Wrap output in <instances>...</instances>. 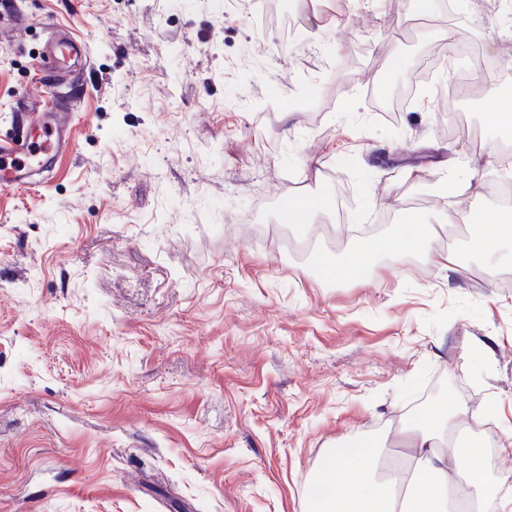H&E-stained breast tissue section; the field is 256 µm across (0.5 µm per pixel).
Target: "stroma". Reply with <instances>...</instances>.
<instances>
[{
    "instance_id": "stroma-1",
    "label": "stroma",
    "mask_w": 512,
    "mask_h": 512,
    "mask_svg": "<svg viewBox=\"0 0 512 512\" xmlns=\"http://www.w3.org/2000/svg\"><path fill=\"white\" fill-rule=\"evenodd\" d=\"M427 2L321 0L332 33L265 0L0 5V136L48 100L50 25L89 52L72 149L0 191V512H309L323 457L401 452L394 425L448 380L512 432V260L318 267L367 224L441 234L440 178L472 156L488 189L512 178V127L448 37L453 16L512 98V0ZM424 59L426 97L385 118L376 94ZM305 194L328 204L306 238L282 208ZM485 96L490 101V106L484 114L485 122L488 126L498 128L512 124V103L511 100L505 102L502 99L500 91L496 87L485 89Z\"/></svg>"
}]
</instances>
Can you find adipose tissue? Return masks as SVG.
I'll return each instance as SVG.
<instances>
[{
  "label": "adipose tissue",
  "mask_w": 512,
  "mask_h": 512,
  "mask_svg": "<svg viewBox=\"0 0 512 512\" xmlns=\"http://www.w3.org/2000/svg\"><path fill=\"white\" fill-rule=\"evenodd\" d=\"M480 160H473L468 178L449 179L447 190L437 197V206L448 224L461 213L472 219L469 233L485 251L512 249V209L485 205L486 185ZM418 251L427 263L460 272L457 257L437 238L423 233L415 217L398 225L394 235L370 241L365 252L348 253L321 262L326 278L360 280L370 256H401L403 248ZM485 407L465 402L431 405L423 418L402 423L399 434L409 452L405 469L397 477H375L378 445L374 439L360 440L325 456L314 482L312 512H448L449 504L485 506L487 474L481 463L485 455L482 439L463 436L439 446L444 431L459 424L479 426Z\"/></svg>",
  "instance_id": "adipose-tissue-1"
}]
</instances>
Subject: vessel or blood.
I'll list each match as a JSON object with an SVG mask.
<instances>
[{"label": "vessel or blood", "instance_id": "b4317fda", "mask_svg": "<svg viewBox=\"0 0 512 512\" xmlns=\"http://www.w3.org/2000/svg\"><path fill=\"white\" fill-rule=\"evenodd\" d=\"M53 49L76 65L86 59L85 44L69 34L55 39ZM76 107V100L58 95L50 109L28 116L18 132L0 138L1 189L24 186L38 176L50 180L56 157L70 143L69 116Z\"/></svg>", "mask_w": 512, "mask_h": 512}]
</instances>
